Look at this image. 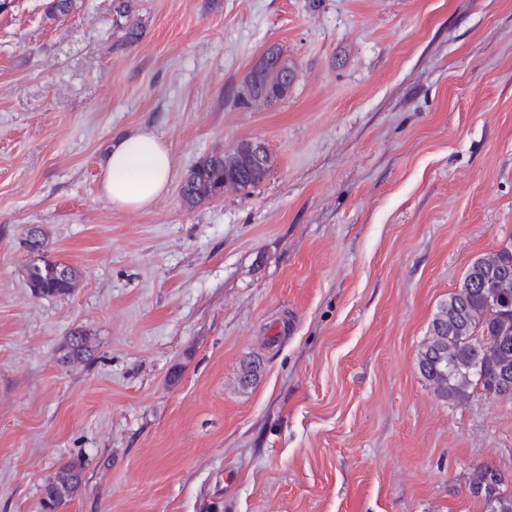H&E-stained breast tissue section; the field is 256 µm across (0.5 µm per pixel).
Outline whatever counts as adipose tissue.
<instances>
[{"label": "adipose tissue", "mask_w": 512, "mask_h": 512, "mask_svg": "<svg viewBox=\"0 0 512 512\" xmlns=\"http://www.w3.org/2000/svg\"><path fill=\"white\" fill-rule=\"evenodd\" d=\"M173 158L152 131L138 129L114 139L101 170V188L112 205L142 209L168 187Z\"/></svg>", "instance_id": "obj_1"}]
</instances>
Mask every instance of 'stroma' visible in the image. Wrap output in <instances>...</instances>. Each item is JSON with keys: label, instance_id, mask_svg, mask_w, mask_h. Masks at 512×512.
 Wrapping results in <instances>:
<instances>
[{"label": "stroma", "instance_id": "obj_1", "mask_svg": "<svg viewBox=\"0 0 512 512\" xmlns=\"http://www.w3.org/2000/svg\"><path fill=\"white\" fill-rule=\"evenodd\" d=\"M45 3L0 9V512H42L76 458L60 512H482L512 399L443 401L417 353L512 238V0ZM271 47L287 96L238 107ZM136 128L173 176L122 210L100 168ZM245 139L262 183L185 204ZM32 227L71 297L27 288ZM76 327L94 354L61 363ZM84 469L83 460L77 458L62 465L48 480L44 489L42 509H47L55 503H63L71 498L79 489L81 474Z\"/></svg>", "mask_w": 512, "mask_h": 512}]
</instances>
